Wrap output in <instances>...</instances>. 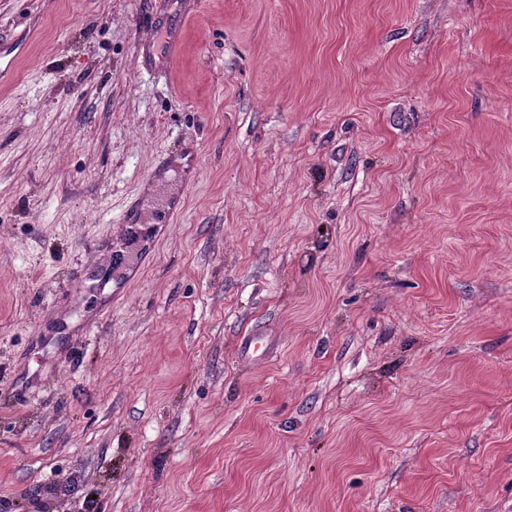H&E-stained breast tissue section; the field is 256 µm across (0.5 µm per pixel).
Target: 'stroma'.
<instances>
[{
  "label": "stroma",
  "instance_id": "stroma-1",
  "mask_svg": "<svg viewBox=\"0 0 512 512\" xmlns=\"http://www.w3.org/2000/svg\"><path fill=\"white\" fill-rule=\"evenodd\" d=\"M0 512H512V0H0Z\"/></svg>",
  "mask_w": 512,
  "mask_h": 512
}]
</instances>
